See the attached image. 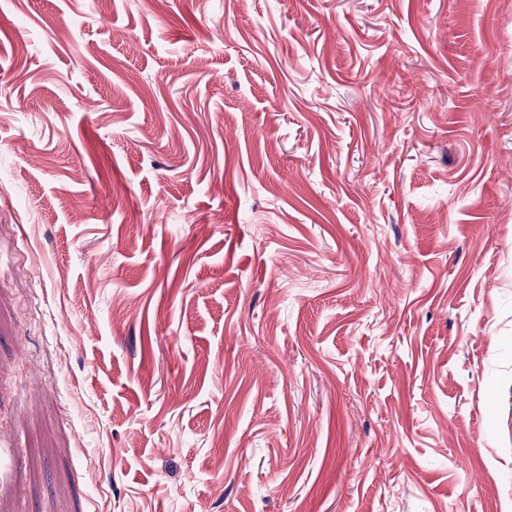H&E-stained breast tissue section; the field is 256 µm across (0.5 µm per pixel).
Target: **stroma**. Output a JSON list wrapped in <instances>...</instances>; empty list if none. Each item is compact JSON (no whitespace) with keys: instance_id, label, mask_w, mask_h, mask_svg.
I'll use <instances>...</instances> for the list:
<instances>
[{"instance_id":"1","label":"stroma","mask_w":512,"mask_h":512,"mask_svg":"<svg viewBox=\"0 0 512 512\" xmlns=\"http://www.w3.org/2000/svg\"><path fill=\"white\" fill-rule=\"evenodd\" d=\"M0 512H512V0H0Z\"/></svg>"}]
</instances>
